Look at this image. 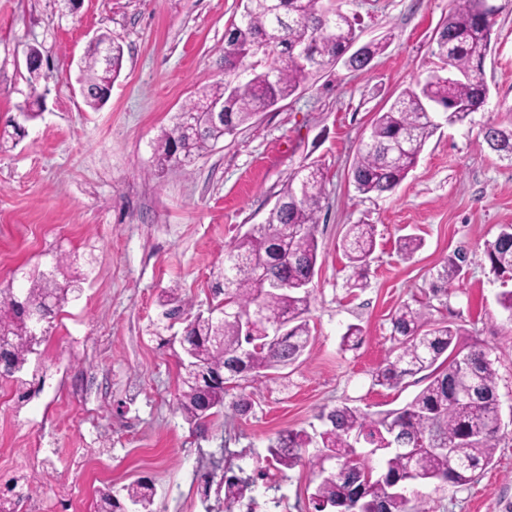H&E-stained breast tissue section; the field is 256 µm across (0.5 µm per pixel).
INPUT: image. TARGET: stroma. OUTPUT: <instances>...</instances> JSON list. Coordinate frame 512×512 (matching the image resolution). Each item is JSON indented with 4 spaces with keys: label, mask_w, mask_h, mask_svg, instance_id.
<instances>
[{
    "label": "stroma",
    "mask_w": 512,
    "mask_h": 512,
    "mask_svg": "<svg viewBox=\"0 0 512 512\" xmlns=\"http://www.w3.org/2000/svg\"><path fill=\"white\" fill-rule=\"evenodd\" d=\"M493 9L492 50L482 71L489 88L473 123L442 124L395 191L358 194L351 179L360 140L376 112L436 70L435 37L451 0H343L361 41H386L362 71L338 63L287 100L256 115L188 165L158 168L157 140L181 107L223 77L227 29L245 0H0V137L25 101H40L26 133L0 153V288L29 287L65 255L81 274L82 294L54 319L21 381L0 378V465L33 436L53 451L36 485L39 512H55L54 492L72 477L70 461L94 453V478L76 512H93L97 488L150 479L157 512H224V492L206 486L213 469L257 479L253 509L305 512L312 476L278 470L267 452L283 430L322 429L321 410L340 403L398 409L423 387L421 376L396 389L373 383L388 357L390 318L403 303H432L435 318L461 332L462 345L490 348L503 412L512 411V322L497 298L512 280L483 256L501 225L512 224V162L484 142L481 128L512 125V0ZM108 32L123 47L122 70L101 109L79 92L78 65L91 38ZM43 56L30 84L25 53ZM326 175L316 233L310 346L285 381L255 383L252 409L224 406L204 430L177 408L179 359L174 324L153 337L151 323L170 291L193 312L212 304L224 248L263 222L288 175L309 163ZM372 224L377 247L363 289L342 250L349 225ZM422 238L412 260L397 240ZM467 260L448 292L431 296L446 258ZM357 349L340 347L349 326ZM45 376L33 385V374ZM26 393L18 402V393ZM428 512H505L512 505V422L494 459L466 486L423 487Z\"/></svg>",
    "instance_id": "obj_1"
}]
</instances>
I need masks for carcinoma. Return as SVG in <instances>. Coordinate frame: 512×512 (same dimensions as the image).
<instances>
[{
  "mask_svg": "<svg viewBox=\"0 0 512 512\" xmlns=\"http://www.w3.org/2000/svg\"><path fill=\"white\" fill-rule=\"evenodd\" d=\"M455 7L436 37L442 62L416 88L402 92L385 110L376 114L369 135L361 141L352 168V182L360 195L394 190L415 167L427 140L438 129L442 104L454 107L453 124L472 119L486 105L481 79V51L492 42V25L481 24L483 0H454ZM357 36L354 19L345 11L324 6L321 0H247L240 18L231 24L224 46V79L205 89L183 106L173 128L157 142L155 155L161 168L172 163L187 165L264 108L294 95L312 76L332 64L344 44ZM251 61V74L238 79V65ZM102 63L98 49L89 45L82 77L94 110L108 99L99 98ZM224 102V123L212 125L201 112L207 101ZM483 140L504 159L512 161V129L494 123L482 126ZM285 208L274 218L244 234L224 251V267L215 294L229 301L230 312L217 321L199 312L184 327V344L190 349L178 397L184 419L200 425L214 408L224 406V383L204 387L193 377H212L235 370L234 377L249 383L299 360L309 346L312 289L310 272L316 269V229L325 199V174L317 165H304L288 176L278 194ZM344 253L354 273V288L366 287V270L376 247L375 225L352 224L344 238ZM421 238L405 235L398 252L411 259ZM493 271L512 277V224L500 228L485 243ZM465 257L457 254L444 264L435 292L450 286ZM81 291L78 280L63 284L43 277L20 301L13 292L0 290V323L10 331L13 344L3 351L0 378L21 372L38 339L30 336L22 316V304L36 305L49 296L59 312L68 295ZM156 322L183 311L185 302L170 300ZM260 311L253 336L244 335L240 316ZM288 317V332L276 346L265 343L263 332L270 322ZM394 356L375 372V382L389 389L405 378L427 372V384L405 406L375 414L341 403L321 415L325 429L319 433V453L306 456L313 437L304 430H283L268 445V453L280 466L290 469L306 461L315 473L308 497L314 512L326 505L337 512H351L353 499L346 490L364 485L362 512H426V500L413 497L412 487L439 482L452 487L470 483L476 472L493 460L497 447L495 415L498 406V373L490 351L460 345V332L433 319L432 305L415 301L399 307L391 317ZM469 379L478 386L479 403L460 404L453 394L456 380ZM381 453L384 467L375 471L369 455ZM336 460V469L324 462ZM251 476L223 475L224 512H235L251 492ZM124 496L102 491L95 512H122V501L134 512H154L151 483L136 480L123 487Z\"/></svg>",
  "mask_w": 512,
  "mask_h": 512,
  "instance_id": "obj_1",
  "label": "carcinoma"
}]
</instances>
